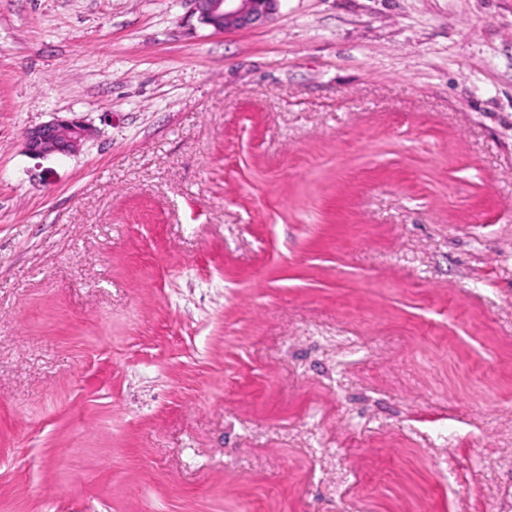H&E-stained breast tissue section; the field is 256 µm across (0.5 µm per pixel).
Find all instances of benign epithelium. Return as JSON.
<instances>
[{
    "mask_svg": "<svg viewBox=\"0 0 512 512\" xmlns=\"http://www.w3.org/2000/svg\"><path fill=\"white\" fill-rule=\"evenodd\" d=\"M199 21L216 32H230L271 19L279 0H192ZM93 135L77 118L58 117L25 132L26 153L34 158L76 152Z\"/></svg>",
    "mask_w": 512,
    "mask_h": 512,
    "instance_id": "benign-epithelium-1",
    "label": "benign epithelium"
}]
</instances>
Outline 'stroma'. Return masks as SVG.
<instances>
[{
  "label": "stroma",
  "mask_w": 512,
  "mask_h": 512,
  "mask_svg": "<svg viewBox=\"0 0 512 512\" xmlns=\"http://www.w3.org/2000/svg\"><path fill=\"white\" fill-rule=\"evenodd\" d=\"M0 512H512V0H0ZM199 21L216 32H230L266 23L279 0H192ZM94 134L77 118H55L25 132L26 153L34 158L76 152Z\"/></svg>",
  "instance_id": "stroma-1"
}]
</instances>
